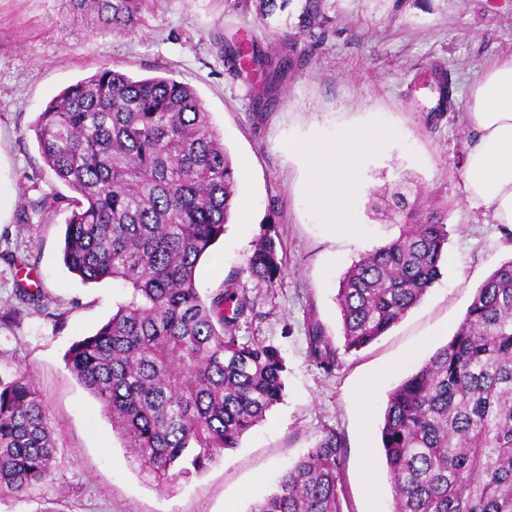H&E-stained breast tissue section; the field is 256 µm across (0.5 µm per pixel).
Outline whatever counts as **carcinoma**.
Instances as JSON below:
<instances>
[{
    "instance_id": "cac0c4a2",
    "label": "carcinoma",
    "mask_w": 512,
    "mask_h": 512,
    "mask_svg": "<svg viewBox=\"0 0 512 512\" xmlns=\"http://www.w3.org/2000/svg\"><path fill=\"white\" fill-rule=\"evenodd\" d=\"M290 0H254L266 21ZM148 0H65L73 19L100 33L133 35ZM323 0H304L297 28L320 37ZM236 40L224 60L239 72L275 77L293 63ZM436 94L422 112L455 105L449 69L431 75ZM40 154L71 198L45 196L39 211L70 210L64 265L83 281L125 290L109 320L74 342L66 366L112 420L140 471L165 485L188 478L284 399V359L259 339L240 341L253 313L247 291L208 299L196 286L202 256L224 234L236 206L235 171L211 113L196 91L170 77L134 79L104 66L39 113ZM398 236L362 254L336 295L343 345L318 324L309 358L330 373L342 356L382 336L442 276L448 208H423L396 191L385 199ZM276 235L264 234L250 276L281 279ZM393 492L392 512H512V259L476 289L457 331L388 395L380 428ZM343 434L328 428L250 512H343ZM57 448L30 375L0 376V494L45 481Z\"/></svg>"
}]
</instances>
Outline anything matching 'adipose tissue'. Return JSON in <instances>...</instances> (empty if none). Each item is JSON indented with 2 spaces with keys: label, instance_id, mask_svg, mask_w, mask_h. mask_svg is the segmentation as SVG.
<instances>
[{
  "label": "adipose tissue",
  "instance_id": "obj_1",
  "mask_svg": "<svg viewBox=\"0 0 512 512\" xmlns=\"http://www.w3.org/2000/svg\"><path fill=\"white\" fill-rule=\"evenodd\" d=\"M467 120L476 133L464 161L467 197L491 211L495 223L512 226V59L471 85ZM389 137V129L369 126L291 144L305 171L307 199L323 223L353 224L361 161Z\"/></svg>",
  "mask_w": 512,
  "mask_h": 512
}]
</instances>
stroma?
Here are the masks:
<instances>
[{
	"mask_svg": "<svg viewBox=\"0 0 512 512\" xmlns=\"http://www.w3.org/2000/svg\"><path fill=\"white\" fill-rule=\"evenodd\" d=\"M324 11L330 33L316 42L299 36L294 64L271 94L261 73L227 70L222 41L280 50V36L297 21V0L265 23L235 0H154L131 36L90 30L61 0H0V186L11 196L0 219V373L32 376L58 448L47 480L28 498H0V512L54 503L64 512H248L329 427L345 436L347 512H392L379 432L387 396L448 342L479 285L512 259V229L468 200L462 167L476 137L466 119L469 87L512 57V0H324ZM112 64L135 79L191 85L233 162H248L236 194L249 198L251 224L227 225L200 261L196 284L205 296L231 284L247 288L254 312L240 336L274 346L287 366L283 401L239 448L163 487L140 472L64 361L75 340L111 316L123 291L109 281L83 283L64 266L67 211H31L43 196L71 193L45 164L33 122L64 88ZM435 66L452 70L457 92L455 109L434 118L416 101L424 96L418 82ZM368 125L386 126L392 137L364 158L357 222L337 232L309 205L288 144ZM405 180L418 186L423 203L448 208L442 275L390 331L324 372L307 355L308 327L319 322L341 342L339 281L360 254L398 235L373 203ZM271 225L285 264L272 287L247 270L255 241ZM16 255L25 269L16 270ZM25 290L41 291L48 312L21 304Z\"/></svg>",
	"mask_w": 512,
	"mask_h": 512,
	"instance_id": "1",
	"label": "stroma"
}]
</instances>
